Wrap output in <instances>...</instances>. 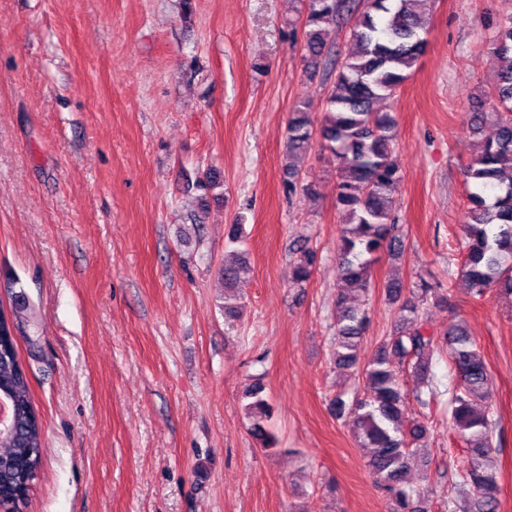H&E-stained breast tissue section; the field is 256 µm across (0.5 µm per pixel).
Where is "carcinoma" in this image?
<instances>
[{
  "label": "carcinoma",
  "instance_id": "carcinoma-1",
  "mask_svg": "<svg viewBox=\"0 0 512 512\" xmlns=\"http://www.w3.org/2000/svg\"><path fill=\"white\" fill-rule=\"evenodd\" d=\"M304 50L310 63L323 57L326 44L322 25L343 13L358 12L353 48L336 70V80L327 98L319 136L338 162L336 208L344 214L338 257L345 285L362 300L355 303L345 293L336 303L332 359L338 370L359 368L368 388L366 395L346 402L338 394L331 406L340 417L354 415L352 430L357 443L370 449L368 465L391 505V512H428L424 492L407 482L410 448L427 438V427L412 421L404 426L407 400L415 398L430 407L442 392L432 372L434 355L448 351L457 382L448 387L452 428L466 441L469 466L462 475V512H499V486L487 464L496 420L477 414L474 403L488 395L491 376L483 356L460 324L453 323L436 336L425 326L424 305L433 298L445 301L449 290L441 283L421 281L406 297L402 288L387 287L389 301L399 304L401 327L381 344L373 359L358 367V352L368 331L364 298L371 292V268L378 255L397 258L405 251L389 200L401 176L394 155L395 117L374 110L376 102L391 98L424 53L427 40L420 8L428 0H307ZM494 53L505 62L496 87L499 112L473 113L472 128L492 121L496 133L483 142L466 169L468 193L461 250V274L471 294L481 299L494 292L512 300V180L502 176L501 165L512 159V24L493 39ZM313 126L308 113L298 109L288 120V152H304L311 146ZM290 274L297 284L308 281L315 254L305 247ZM246 263L244 253H224L220 276L224 281V314L234 317L238 306L230 303L231 291ZM413 381L409 390L401 374ZM248 400L244 410L249 431L265 448L275 436L268 429L270 405L264 384L255 379L243 389ZM0 399L15 414L0 426V509L19 512L41 466L42 421L29 391L17 343L0 317Z\"/></svg>",
  "mask_w": 512,
  "mask_h": 512
}]
</instances>
